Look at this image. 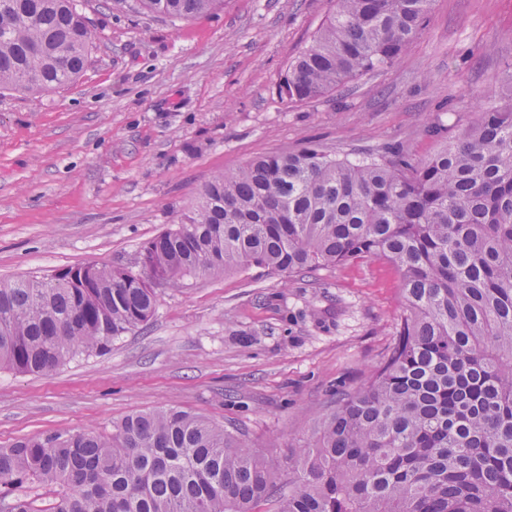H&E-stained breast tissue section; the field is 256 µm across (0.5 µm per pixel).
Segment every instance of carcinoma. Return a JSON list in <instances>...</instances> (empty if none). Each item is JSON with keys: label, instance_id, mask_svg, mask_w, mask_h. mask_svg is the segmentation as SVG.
Here are the masks:
<instances>
[{"label": "carcinoma", "instance_id": "cac0c4a2", "mask_svg": "<svg viewBox=\"0 0 512 512\" xmlns=\"http://www.w3.org/2000/svg\"><path fill=\"white\" fill-rule=\"evenodd\" d=\"M288 63L280 98H319L388 70L433 0H333ZM190 19L224 0H137ZM96 33L77 0H0V90L74 83ZM133 271L87 263L0 280V369L48 375L100 356L192 277L275 274L356 258L390 262L404 313L380 363L336 394L315 439L268 460L176 406L112 432L59 430L0 447V512H512V107L486 101L461 137L415 160L399 149L353 163L317 144L258 157L205 185ZM40 485L47 505L21 493Z\"/></svg>", "mask_w": 512, "mask_h": 512}]
</instances>
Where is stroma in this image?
Returning <instances> with one entry per match:
<instances>
[{"label": "stroma", "instance_id": "1", "mask_svg": "<svg viewBox=\"0 0 512 512\" xmlns=\"http://www.w3.org/2000/svg\"><path fill=\"white\" fill-rule=\"evenodd\" d=\"M98 39L76 82L0 91V278L88 262L135 268L146 240L211 177L315 143L354 159L392 145L428 158L492 97L512 101V0H435L392 69L295 106L278 89L331 0H224L164 19L79 0ZM404 312L393 265L361 258L278 275L253 266L157 292L153 317L100 357L47 376L0 370V446L171 405L273 461L360 387Z\"/></svg>", "mask_w": 512, "mask_h": 512}]
</instances>
